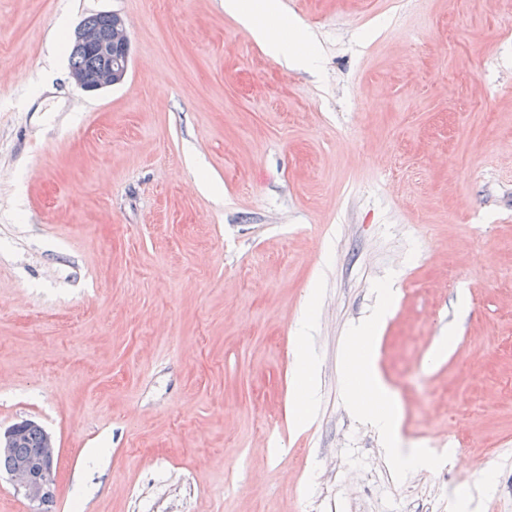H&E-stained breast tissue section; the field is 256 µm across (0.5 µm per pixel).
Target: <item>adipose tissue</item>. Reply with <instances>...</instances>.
Returning a JSON list of instances; mask_svg holds the SVG:
<instances>
[{"mask_svg": "<svg viewBox=\"0 0 512 512\" xmlns=\"http://www.w3.org/2000/svg\"><path fill=\"white\" fill-rule=\"evenodd\" d=\"M276 0H224V9L237 15L249 28L258 43L276 59L286 58L297 66H313V57L301 54L298 45L305 35L300 28L291 29L289 35H282L266 20L274 12ZM311 320H302L298 328V349L294 354L295 375L299 382L298 392L292 402L298 413H306L313 403L315 392V360L306 347ZM375 330L374 323L364 324L354 339L355 346L345 367L348 382V399L363 417L388 442H391L392 460L396 470L406 471L427 467L431 458L426 451L410 453L395 448L398 416L387 388L381 382L371 355L369 343Z\"/></svg>", "mask_w": 512, "mask_h": 512, "instance_id": "1", "label": "adipose tissue"}]
</instances>
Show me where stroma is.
<instances>
[{
    "instance_id": "stroma-1",
    "label": "stroma",
    "mask_w": 512,
    "mask_h": 512,
    "mask_svg": "<svg viewBox=\"0 0 512 512\" xmlns=\"http://www.w3.org/2000/svg\"><path fill=\"white\" fill-rule=\"evenodd\" d=\"M280 4L311 69L224 0H0V430L54 438L49 512H512V11ZM97 12L131 59L92 96ZM388 287L404 473L343 374ZM107 14L109 28L94 29L83 20L74 32L75 50L71 44L70 65H81L85 58L86 62L83 68L72 69V76L86 93H96L119 84L128 73L131 43L127 23L114 13ZM312 322L309 318L302 320L298 328V349L294 354L295 375L299 382L298 392L292 401L297 414L306 413L313 403L315 392V360L311 352L306 348V342ZM390 450L394 467L398 471H406L416 468L427 467L431 458L426 451L418 450L410 453H403L400 448H388Z\"/></svg>"
}]
</instances>
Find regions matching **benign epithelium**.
<instances>
[{
    "instance_id": "benign-epithelium-1",
    "label": "benign epithelium",
    "mask_w": 512,
    "mask_h": 512,
    "mask_svg": "<svg viewBox=\"0 0 512 512\" xmlns=\"http://www.w3.org/2000/svg\"><path fill=\"white\" fill-rule=\"evenodd\" d=\"M110 26L105 30L91 27L82 21L74 32L75 51L86 58L83 67L72 70L80 89L96 93L121 83L129 68L131 43L127 23L116 14H109ZM36 423L24 420L9 427L0 435V451L12 452L21 447L25 435ZM57 460L55 442L42 432L40 448L17 458L8 473L15 488L33 505L34 512H46L53 498L54 470Z\"/></svg>"
}]
</instances>
